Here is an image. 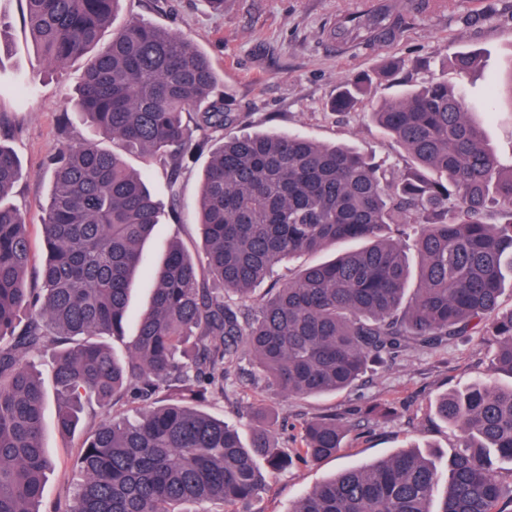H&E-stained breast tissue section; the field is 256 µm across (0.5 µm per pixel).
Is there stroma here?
<instances>
[{"instance_id": "obj_1", "label": "stroma", "mask_w": 512, "mask_h": 512, "mask_svg": "<svg viewBox=\"0 0 512 512\" xmlns=\"http://www.w3.org/2000/svg\"><path fill=\"white\" fill-rule=\"evenodd\" d=\"M363 6L364 0H224L223 12L215 13L203 0H123L116 21L138 17L176 29L205 52L241 114L237 133L289 132L341 143L393 171L403 168L407 157L369 120L372 105L425 79L445 77L461 83L499 159L512 163V100L503 89L512 68V0H425L417 9L408 7L406 0H374L376 9L406 15L408 24L400 39L366 46L329 38L338 19ZM24 10L23 0H0V15L9 23L14 43L11 55L0 60V114L10 123L7 141L24 171L11 202L28 225V279L33 282L45 259L40 224L49 190L47 162L64 142L91 140L95 134L75 115L69 138H62L60 114L74 95L82 65L45 69L24 26ZM468 49L480 51L482 61L461 79L448 58ZM389 55L405 61L395 77L374 80L370 94L349 111L330 108L343 81L373 73ZM207 161V156H200L183 170L180 220L162 213L144 246V274L131 295L126 339L113 344L117 353H125L126 340L136 334L138 316L151 295L150 273L165 249L176 242L190 254L202 252L194 206ZM491 353L485 336L475 333L437 350L404 351L357 386L305 398L274 394L253 386L251 374H237L228 380L223 396L203 403L201 409L246 436L252 407L265 404L284 420L280 438L287 448L298 447L305 419L333 413L349 425L345 446L336 456L279 474L254 506V512H291L306 492L338 470L381 461L413 447L426 450L439 475L447 476L456 438L436 415L435 401L481 377ZM375 404L392 408L393 417L366 421L365 409ZM56 407L55 394H48L43 442L55 467L44 488L47 508L64 501L82 478L75 439L63 437L55 426Z\"/></svg>"}]
</instances>
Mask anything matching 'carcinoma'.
I'll list each match as a JSON object with an SVG mask.
<instances>
[{
  "instance_id": "1",
  "label": "carcinoma",
  "mask_w": 512,
  "mask_h": 512,
  "mask_svg": "<svg viewBox=\"0 0 512 512\" xmlns=\"http://www.w3.org/2000/svg\"><path fill=\"white\" fill-rule=\"evenodd\" d=\"M24 2L43 64L85 59L74 110L117 149L67 144L50 159L46 261L31 288L28 226L8 202L22 166L0 140V512H40L54 467L34 367L47 351L61 434H74L94 408L122 401L135 410L88 426L77 457L83 480L52 512H187L184 504L251 512L294 461L335 455L347 428L333 415L307 421L292 453L262 406L247 442L197 409L224 394L246 357L258 368L255 384L319 396L407 349H436L477 330L493 347V370L512 378V310L499 312L512 280V165L503 168L457 86L431 78L369 113L410 158L388 176L344 145L230 132L238 113L207 55L143 19L114 27L122 0ZM404 31L401 13H367L341 21L331 37L375 43ZM479 57L459 51L451 65L463 77ZM370 84L344 83L331 107H354ZM204 151L197 224L205 267L169 247L119 357L104 337L125 335L140 247L160 214L147 174L129 169L125 156L169 167L175 206L181 170ZM493 213L499 221L489 224ZM407 224L418 225L413 269L396 240ZM348 240L366 245L276 282L255 312L241 304L285 258ZM436 412L459 433L437 512H503L512 471L496 463L512 461V385L478 379L444 394ZM437 479L428 458L403 451L337 473L292 512H432Z\"/></svg>"
}]
</instances>
